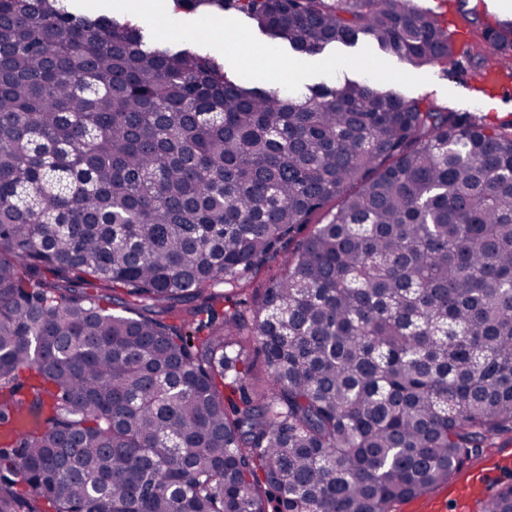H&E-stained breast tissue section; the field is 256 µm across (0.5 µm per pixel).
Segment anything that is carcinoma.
<instances>
[{
    "mask_svg": "<svg viewBox=\"0 0 512 512\" xmlns=\"http://www.w3.org/2000/svg\"><path fill=\"white\" fill-rule=\"evenodd\" d=\"M173 2L455 56L411 0ZM508 433L512 120L0 0V512H392Z\"/></svg>",
    "mask_w": 512,
    "mask_h": 512,
    "instance_id": "1",
    "label": "carcinoma"
}]
</instances>
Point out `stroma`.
Masks as SVG:
<instances>
[{
	"mask_svg": "<svg viewBox=\"0 0 512 512\" xmlns=\"http://www.w3.org/2000/svg\"><path fill=\"white\" fill-rule=\"evenodd\" d=\"M422 10L448 16L449 33L464 30L468 49L454 62L415 68L382 51L376 42L363 37L352 46L336 45L308 55L267 42L244 14H186L166 7L156 14L152 31L172 42L197 43L225 56L232 69L252 84L268 81L304 86L316 78L369 77L373 87L392 90L408 98L434 101L453 112L487 114L512 119V98L500 99L493 110H484L483 94L473 79L477 51L484 24L493 18L512 21V11L503 10L499 0H412Z\"/></svg>",
	"mask_w": 512,
	"mask_h": 512,
	"instance_id": "1",
	"label": "stroma"
}]
</instances>
